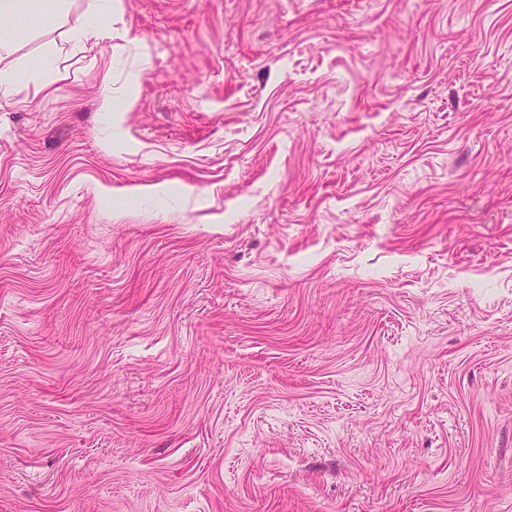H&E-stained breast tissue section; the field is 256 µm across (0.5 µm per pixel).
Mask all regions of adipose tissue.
Masks as SVG:
<instances>
[{
	"mask_svg": "<svg viewBox=\"0 0 512 512\" xmlns=\"http://www.w3.org/2000/svg\"><path fill=\"white\" fill-rule=\"evenodd\" d=\"M65 0H0V94H10L17 82V65L12 56L16 51V37L8 23L21 13L44 17L63 11Z\"/></svg>",
	"mask_w": 512,
	"mask_h": 512,
	"instance_id": "ef3b65f1",
	"label": "adipose tissue"
}]
</instances>
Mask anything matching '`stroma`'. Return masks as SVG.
<instances>
[{
	"label": "stroma",
	"instance_id": "1",
	"mask_svg": "<svg viewBox=\"0 0 512 512\" xmlns=\"http://www.w3.org/2000/svg\"><path fill=\"white\" fill-rule=\"evenodd\" d=\"M109 28L0 96V512H512V0Z\"/></svg>",
	"mask_w": 512,
	"mask_h": 512
}]
</instances>
